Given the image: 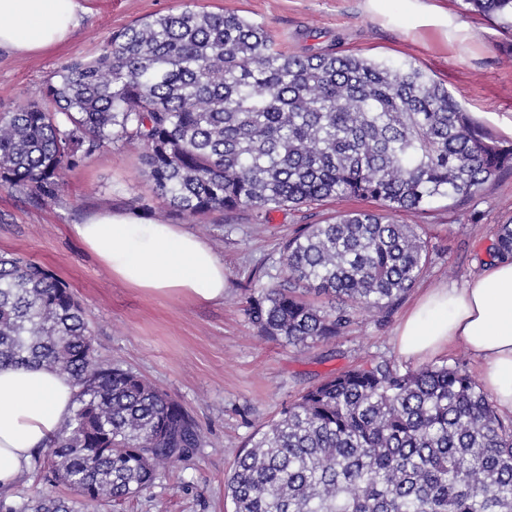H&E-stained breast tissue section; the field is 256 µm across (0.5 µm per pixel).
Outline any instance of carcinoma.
I'll return each mask as SVG.
<instances>
[{
  "label": "carcinoma",
  "mask_w": 512,
  "mask_h": 512,
  "mask_svg": "<svg viewBox=\"0 0 512 512\" xmlns=\"http://www.w3.org/2000/svg\"><path fill=\"white\" fill-rule=\"evenodd\" d=\"M465 2L512 33V0ZM43 96L0 113V188L53 198L64 170L117 145L142 150L156 198L188 219L247 210L264 224L342 196L376 204L305 225L282 247L278 281L247 301L257 335L296 348L336 340L360 312L386 317L421 279L424 225L398 213L472 199L512 168V146L421 68L288 55L259 23L189 6L127 26L52 73ZM487 255L512 259V221ZM0 364L69 376L76 403L34 458L45 487L0 512L134 498L202 445L177 399L100 358L73 290L13 253H0ZM224 495L233 512H512V421L458 361L403 371L375 358L262 424Z\"/></svg>",
  "instance_id": "obj_1"
}]
</instances>
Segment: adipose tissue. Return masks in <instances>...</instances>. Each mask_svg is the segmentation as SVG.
<instances>
[{
	"label": "adipose tissue",
	"mask_w": 512,
	"mask_h": 512,
	"mask_svg": "<svg viewBox=\"0 0 512 512\" xmlns=\"http://www.w3.org/2000/svg\"><path fill=\"white\" fill-rule=\"evenodd\" d=\"M81 20L78 0H0V49L45 50L66 41ZM76 232L127 287L198 303L224 298L223 262L178 225L101 210ZM396 343L412 358L462 344L480 360L483 387L498 410L512 414V262H485L462 286L427 291L399 325ZM73 394L68 376L0 365V489L30 467L35 451L72 416Z\"/></svg>",
	"instance_id": "ef3b65f1"
}]
</instances>
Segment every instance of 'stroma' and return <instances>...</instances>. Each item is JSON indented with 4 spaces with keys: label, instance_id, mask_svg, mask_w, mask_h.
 Segmentation results:
<instances>
[{
    "label": "stroma",
    "instance_id": "35a3bbf8",
    "mask_svg": "<svg viewBox=\"0 0 512 512\" xmlns=\"http://www.w3.org/2000/svg\"><path fill=\"white\" fill-rule=\"evenodd\" d=\"M424 2L448 12L449 32L411 27L398 9L378 18L366 10L365 0H79L81 25L63 44L29 55L0 51V113L40 99L52 72L71 60L96 56L122 28L194 6L262 23L288 53L316 45L413 63L447 84L477 123L512 142V34L468 12L465 0ZM359 206L356 200H329L273 213L266 224L253 223L245 210L185 220L155 199L141 151L134 147H101L62 173L52 199L0 189V252L44 264L67 283L85 311L99 356L179 399L202 431L204 443L187 461L147 493L105 512H233L224 482L255 430L325 376L361 359L383 357L402 368L457 360L479 376V361L464 347L422 361L399 352L395 330L424 290L462 285L478 271L498 227L512 221V170L489 181L476 198L452 204L439 198L422 213L401 215L402 223L424 225L430 263L385 321L356 316L335 343L310 348L257 336L246 302L278 275L282 242L304 225ZM101 209L139 211L206 240L224 263L223 300L195 303L113 279L74 230Z\"/></svg>",
    "mask_w": 512,
    "mask_h": 512
}]
</instances>
